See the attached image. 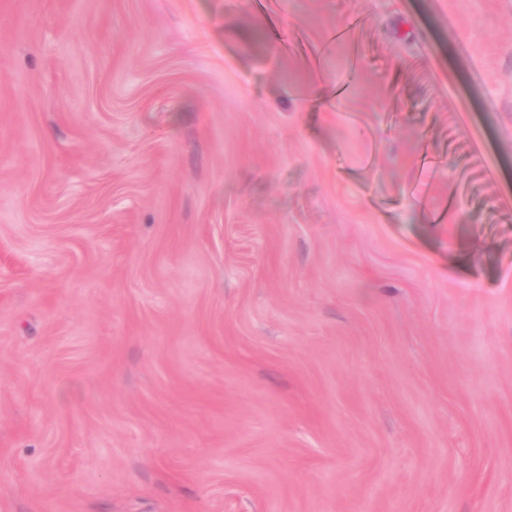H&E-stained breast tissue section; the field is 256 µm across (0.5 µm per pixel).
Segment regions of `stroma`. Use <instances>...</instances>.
Instances as JSON below:
<instances>
[{
  "label": "stroma",
  "mask_w": 512,
  "mask_h": 512,
  "mask_svg": "<svg viewBox=\"0 0 512 512\" xmlns=\"http://www.w3.org/2000/svg\"><path fill=\"white\" fill-rule=\"evenodd\" d=\"M0 512H512V0H0Z\"/></svg>",
  "instance_id": "stroma-1"
}]
</instances>
